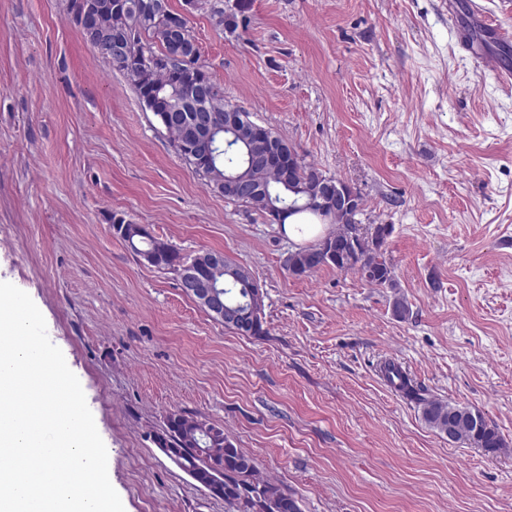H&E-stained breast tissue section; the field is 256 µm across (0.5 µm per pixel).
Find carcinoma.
<instances>
[{
    "label": "carcinoma",
    "instance_id": "obj_1",
    "mask_svg": "<svg viewBox=\"0 0 512 512\" xmlns=\"http://www.w3.org/2000/svg\"><path fill=\"white\" fill-rule=\"evenodd\" d=\"M162 9L145 12L139 8L140 0H68L67 8L72 21L91 6L97 15L103 45H109V36L132 41V51L121 62L115 64L102 49L96 53L108 63L115 64L126 76L147 110L158 122H163L167 111L176 114V119L166 128L172 137L173 147L179 157L187 162L207 185L221 195L233 198L227 176L246 175L257 189L251 199L245 200L249 207L263 215L268 203H273L282 212L281 221L297 217L299 222L314 223L319 215L304 207L308 198H318L317 173L313 163L303 165L300 183L286 185L276 174L263 166L247 162V149L256 154L261 149L260 141L235 138L221 133L212 143L211 156L207 157L187 138V128L194 108L182 103L189 88L196 81L208 83L204 103L208 111L224 116L230 103L224 101V92L200 63V50L192 30H185L181 43V58L173 59L169 67L155 72L142 68L138 51L146 48L158 55L176 53L173 42L168 39L173 20L180 12L173 9L169 0H164ZM209 15L214 25L226 34L234 35L238 30H247L250 17L245 12L227 14L222 0H210ZM336 229L328 237L329 249L319 250L316 243L305 249L288 254V272L296 277H306L324 267H333L341 272L360 271L368 273L365 281L375 286L396 288L393 271L385 253L386 239L392 233L388 224H379L372 235H360L348 212L335 215ZM112 233L122 240L134 254L150 253L153 259L148 264L160 269H172L187 262L174 246L150 234L146 227H139L123 216L112 215ZM245 289L230 276H224V300L242 304L246 301ZM385 381L398 390L403 397L414 402L421 410L424 421L440 434L448 432V416H453L457 425L456 441L482 448L497 455L505 452L508 444L497 427L489 422L483 412L475 407L460 405L433 398L427 390L415 383L398 365L388 362L381 369ZM201 419L196 413L172 410L164 416L163 426L154 441L159 448H172L178 456V467L193 476L201 470L204 458L199 449L207 447L209 439L200 437L192 423ZM213 431L212 439L224 446V457L218 464L224 466V481L219 486L205 482V476L197 477V483L212 496L224 500L227 512H256L255 499L263 497L273 502L274 507L266 512H299L293 495L281 485L259 475L255 460L236 447L224 432V426L206 421Z\"/></svg>",
    "mask_w": 512,
    "mask_h": 512
}]
</instances>
